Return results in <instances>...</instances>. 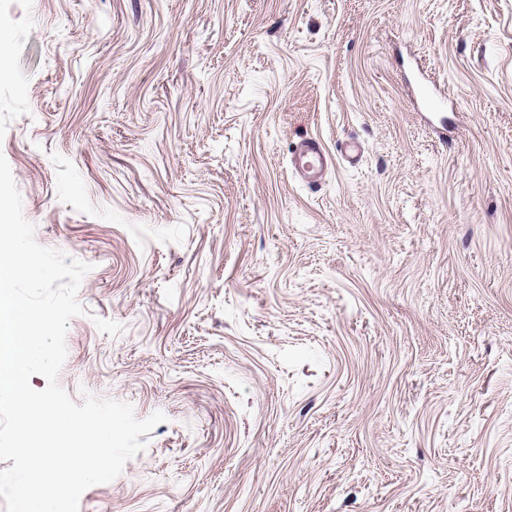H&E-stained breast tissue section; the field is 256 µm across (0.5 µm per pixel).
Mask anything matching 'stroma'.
I'll use <instances>...</instances> for the list:
<instances>
[{
  "instance_id": "35a3bbf8",
  "label": "stroma",
  "mask_w": 512,
  "mask_h": 512,
  "mask_svg": "<svg viewBox=\"0 0 512 512\" xmlns=\"http://www.w3.org/2000/svg\"><path fill=\"white\" fill-rule=\"evenodd\" d=\"M0 41L23 214L91 266L59 382L166 417L79 512H512V0H0ZM329 155L320 140L311 138L303 141L292 162L295 176L308 186H316L326 176Z\"/></svg>"
}]
</instances>
